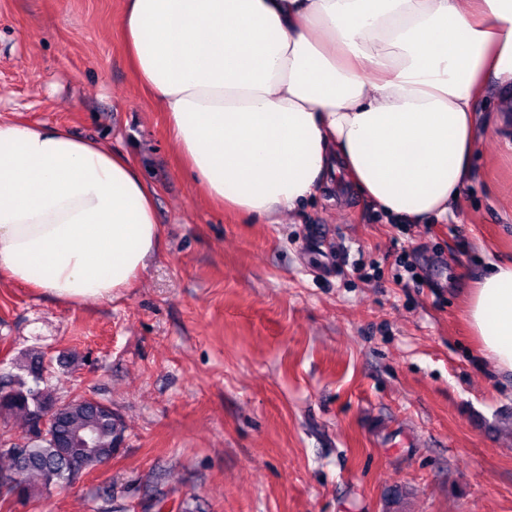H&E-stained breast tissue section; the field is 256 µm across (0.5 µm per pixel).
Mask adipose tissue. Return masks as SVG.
Segmentation results:
<instances>
[{"label":"adipose tissue","mask_w":512,"mask_h":512,"mask_svg":"<svg viewBox=\"0 0 512 512\" xmlns=\"http://www.w3.org/2000/svg\"><path fill=\"white\" fill-rule=\"evenodd\" d=\"M132 68L184 173L252 221L342 176L422 224L453 214L481 135L512 112V0H124ZM500 88V116L478 103ZM129 156L0 123V278L62 303L130 288L161 243ZM481 357L512 378V260L471 281Z\"/></svg>","instance_id":"adipose-tissue-1"}]
</instances>
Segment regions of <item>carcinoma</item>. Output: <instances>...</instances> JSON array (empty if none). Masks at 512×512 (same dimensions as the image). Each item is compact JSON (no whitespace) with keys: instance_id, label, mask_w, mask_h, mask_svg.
Instances as JSON below:
<instances>
[{"instance_id":"1","label":"carcinoma","mask_w":512,"mask_h":512,"mask_svg":"<svg viewBox=\"0 0 512 512\" xmlns=\"http://www.w3.org/2000/svg\"><path fill=\"white\" fill-rule=\"evenodd\" d=\"M32 380L0 381V419L19 415L23 419L24 442L10 449L0 448V459L7 466L0 468V482L6 485L0 499L25 505L31 492L73 483L72 470L77 452L67 441L91 437L89 451L100 463L112 460L125 427L117 422L112 410L95 405L84 397H76L59 407L54 429L41 433L35 427L37 411L52 406L54 400L41 388L43 365L30 367Z\"/></svg>"}]
</instances>
